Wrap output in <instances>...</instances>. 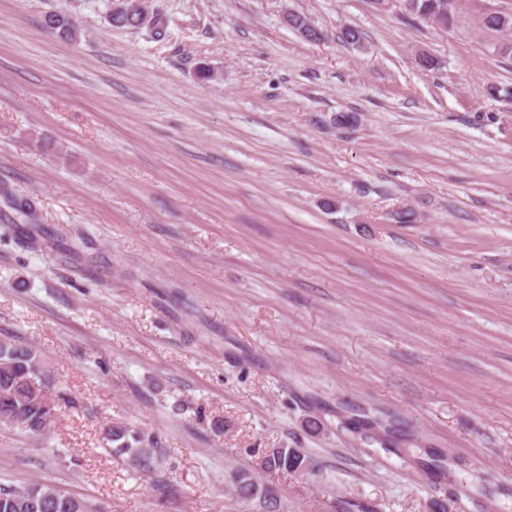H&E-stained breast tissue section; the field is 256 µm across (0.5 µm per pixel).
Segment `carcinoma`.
<instances>
[{
	"mask_svg": "<svg viewBox=\"0 0 512 512\" xmlns=\"http://www.w3.org/2000/svg\"><path fill=\"white\" fill-rule=\"evenodd\" d=\"M409 12L421 19H432L443 25L450 21L448 0H407ZM46 28L61 37L76 42L81 32L68 17L49 14ZM484 25L496 30H512V15L489 13ZM49 379L45 375L40 355L33 348L0 338V426L17 425L33 435H42L54 417V404L48 399ZM113 452L126 455L140 467L151 465L150 449L159 441L124 426L109 428ZM307 461L295 448H278L266 453L263 466L269 470L288 471L286 464ZM0 512H103L89 501L65 496L55 486L37 482L27 487L0 488Z\"/></svg>",
	"mask_w": 512,
	"mask_h": 512,
	"instance_id": "obj_1",
	"label": "carcinoma"
}]
</instances>
